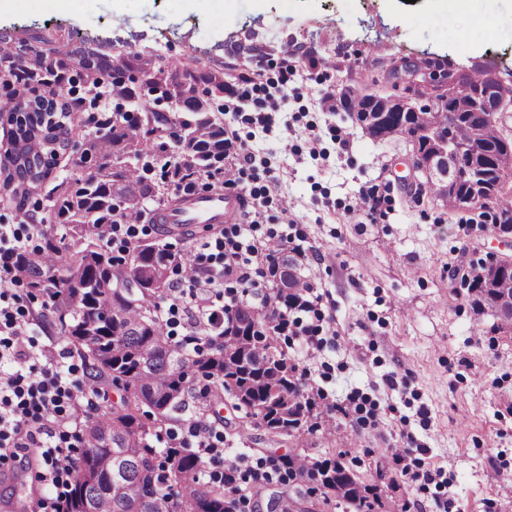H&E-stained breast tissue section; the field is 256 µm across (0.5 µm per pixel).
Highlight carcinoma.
I'll use <instances>...</instances> for the list:
<instances>
[{"label": "carcinoma", "instance_id": "1", "mask_svg": "<svg viewBox=\"0 0 512 512\" xmlns=\"http://www.w3.org/2000/svg\"><path fill=\"white\" fill-rule=\"evenodd\" d=\"M3 59L10 61L11 76L32 91H41L35 109L25 113L15 95L0 98V118L7 117L28 142L0 168L3 186L18 191L56 182L49 198L63 230L60 235L43 233L41 244L21 256L19 271L28 287L52 302L55 321L84 363L87 385L96 389L110 384L122 391L119 403L98 405L86 416L66 512H85L88 505L92 512H237L235 498L206 478V457L199 450H159L153 441L175 421L173 414L185 410L196 379L216 387V402L229 396L232 408L245 411L275 436L298 438L318 428L310 423L316 401L304 393L296 367L276 337L250 334L256 319L277 322L280 308L295 305L309 281L286 245L270 242L266 250L279 276L269 300L260 308L226 307L223 326L173 343L165 332L160 302L174 265L189 269L190 258L177 260L167 245L140 241L119 264L100 245L98 235V226L112 223L116 216L148 215L152 223H163L161 214L149 215L145 209V202L160 194L146 177V156L161 163L170 183L224 173V126L207 111V99L230 88L224 69L203 72L190 62H163L148 79L174 89L171 108L150 110L138 119L118 113L106 127L91 132L72 122H44L59 96L55 69L62 62L47 63L38 56L28 64L11 52ZM136 60V55H82L92 100L112 95L116 75ZM485 89L479 68L459 75L453 87L455 97L463 99L477 98ZM426 115L423 106L405 115L413 128L412 139H425ZM477 127L483 128L480 161L489 174L485 206L512 215V186L497 184L512 173V147L501 142L482 112L461 118L453 139L464 146ZM79 144L82 149L70 160L75 176L57 180L59 157ZM470 166L464 151L455 170L461 193L473 190ZM467 289L474 311L483 314L493 301L512 297V269ZM226 353L237 359L229 380L224 378ZM214 403H201L191 422H205L217 414ZM151 414L155 419L149 426L141 416ZM298 461L321 488H343L341 499L356 512H373V503L341 462L325 459L311 464L301 456ZM84 467L98 476L97 481L77 474ZM113 484L120 493L111 491Z\"/></svg>", "mask_w": 512, "mask_h": 512}]
</instances>
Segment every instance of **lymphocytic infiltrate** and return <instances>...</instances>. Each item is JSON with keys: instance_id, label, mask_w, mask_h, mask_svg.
<instances>
[{"instance_id": "1", "label": "lymphocytic infiltrate", "mask_w": 512, "mask_h": 512, "mask_svg": "<svg viewBox=\"0 0 512 512\" xmlns=\"http://www.w3.org/2000/svg\"><path fill=\"white\" fill-rule=\"evenodd\" d=\"M28 237L18 229L0 225V360L23 359L27 353L19 346L21 325L14 305L17 294L11 293L10 284L18 280L17 256L26 249ZM217 252L210 255L208 264H196L189 275L195 293L186 296L183 289L172 288L165 295L170 310H185L190 321L199 323L223 320V308L214 299L220 296L225 282L241 288L258 287L259 276L276 278V269L254 267L253 257L264 253L263 245L245 237H229L216 242ZM41 365H30L28 372H14L0 376V447L22 449L34 439L38 430H47L49 440L42 446L43 468L38 474L40 482L55 491L51 507L61 512L70 493L74 472L73 448L78 439L79 419L74 410L81 400L91 399L92 390L80 381H66L55 369V356L49 349H41ZM185 437L193 447L203 450L213 463L223 465L220 477L227 491L241 496L248 481L269 478L278 470L277 462L267 468L253 467L248 456L227 458L222 441L210 424L191 425Z\"/></svg>"}]
</instances>
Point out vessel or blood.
<instances>
[{
    "mask_svg": "<svg viewBox=\"0 0 512 512\" xmlns=\"http://www.w3.org/2000/svg\"><path fill=\"white\" fill-rule=\"evenodd\" d=\"M248 204L240 193L221 190L209 193L189 194L181 202L164 213L168 224H232L239 220Z\"/></svg>",
    "mask_w": 512,
    "mask_h": 512,
    "instance_id": "obj_1",
    "label": "vessel or blood"
}]
</instances>
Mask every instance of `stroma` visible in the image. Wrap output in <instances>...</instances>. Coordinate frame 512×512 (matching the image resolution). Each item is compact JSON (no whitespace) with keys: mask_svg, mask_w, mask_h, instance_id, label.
I'll return each instance as SVG.
<instances>
[{"mask_svg":"<svg viewBox=\"0 0 512 512\" xmlns=\"http://www.w3.org/2000/svg\"><path fill=\"white\" fill-rule=\"evenodd\" d=\"M115 6L75 0L61 14L49 0H21L0 16V43L15 51L28 43L46 55L57 47L190 55L205 71L220 65L264 75L261 87H243L233 112H221L225 100L217 98L214 114L234 126L254 167L229 185L200 177L169 195L266 189L264 221L247 236L287 234L306 251L316 299L278 344L318 391L317 423L335 432L328 441L317 433L302 442L276 437L226 404L213 426L228 456L339 460L372 488L375 512H512V330L476 314L471 294L448 279L461 257L506 254L512 245L479 210L451 212L408 187L405 137L374 141L343 107L321 104L328 92L405 96L394 75L404 58L431 61L438 76L487 62L512 70V0H470L465 14L453 0H123L119 25ZM482 16L494 18L493 33L477 25ZM286 71L295 80L284 87ZM273 101L280 110L268 128L250 123ZM49 190L44 184L22 199L0 185V225L52 221ZM16 292L40 344L82 379L81 359L44 296L23 285ZM308 328L321 350H308ZM408 444L405 474L392 451ZM40 466L34 445L0 460V512H36L51 498L37 479ZM311 488L282 470L249 482L239 512H338Z\"/></svg>","mask_w":512,"mask_h":512,"instance_id":"35a3bbf8","label":"stroma"}]
</instances>
